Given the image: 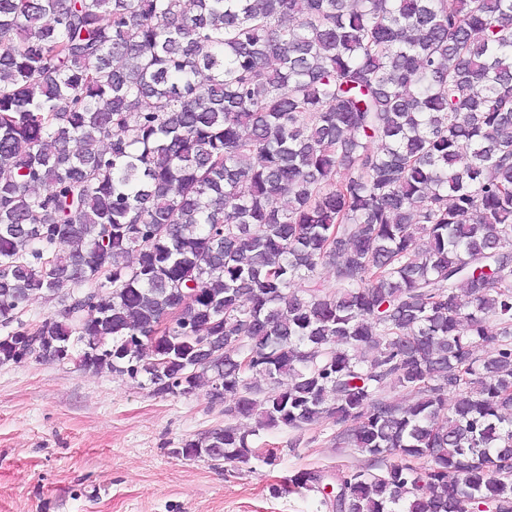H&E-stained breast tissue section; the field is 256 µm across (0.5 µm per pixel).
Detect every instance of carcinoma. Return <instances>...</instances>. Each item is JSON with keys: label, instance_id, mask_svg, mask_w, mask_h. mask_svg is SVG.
Wrapping results in <instances>:
<instances>
[{"label": "carcinoma", "instance_id": "cac0c4a2", "mask_svg": "<svg viewBox=\"0 0 512 512\" xmlns=\"http://www.w3.org/2000/svg\"><path fill=\"white\" fill-rule=\"evenodd\" d=\"M0 331L367 458L276 494L512 512V0H0Z\"/></svg>", "mask_w": 512, "mask_h": 512}]
</instances>
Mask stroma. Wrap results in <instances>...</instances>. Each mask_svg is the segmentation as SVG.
Returning a JSON list of instances; mask_svg holds the SVG:
<instances>
[{
	"instance_id": "1",
	"label": "stroma",
	"mask_w": 512,
	"mask_h": 512,
	"mask_svg": "<svg viewBox=\"0 0 512 512\" xmlns=\"http://www.w3.org/2000/svg\"><path fill=\"white\" fill-rule=\"evenodd\" d=\"M224 422L202 390L161 398L72 364L0 365V512H326L317 493L271 488L364 462L329 432L285 427L263 434L271 465L175 455Z\"/></svg>"
}]
</instances>
